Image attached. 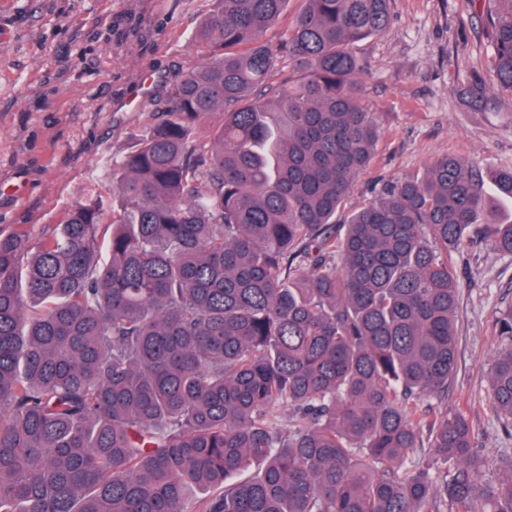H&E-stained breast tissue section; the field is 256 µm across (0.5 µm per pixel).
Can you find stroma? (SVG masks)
<instances>
[{
	"label": "stroma",
	"instance_id": "obj_1",
	"mask_svg": "<svg viewBox=\"0 0 512 512\" xmlns=\"http://www.w3.org/2000/svg\"><path fill=\"white\" fill-rule=\"evenodd\" d=\"M213 0H0V232L38 239L72 205L113 194L126 152L168 87L197 61L192 35ZM359 102L381 137L350 206L375 184L455 153L487 170L512 163V94L492 109L462 90H493L471 0H391V30L358 43ZM452 262L462 284L458 365L448 401L464 409L482 475L501 474L512 427L497 419L488 373L496 319L512 305V255L477 240Z\"/></svg>",
	"mask_w": 512,
	"mask_h": 512
}]
</instances>
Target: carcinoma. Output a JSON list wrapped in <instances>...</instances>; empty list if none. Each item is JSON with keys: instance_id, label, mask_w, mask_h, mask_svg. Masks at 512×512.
Instances as JSON below:
<instances>
[{"instance_id": "1", "label": "carcinoma", "mask_w": 512, "mask_h": 512, "mask_svg": "<svg viewBox=\"0 0 512 512\" xmlns=\"http://www.w3.org/2000/svg\"><path fill=\"white\" fill-rule=\"evenodd\" d=\"M303 2L269 38L288 0H216L197 63L112 158V213L0 233V512H187L193 488L217 491L198 512H512V467L483 484L466 412L428 414L483 168L446 154L346 211L380 139L354 46L391 0ZM476 7L512 92V0ZM492 178L512 200V165ZM485 234L512 254V222ZM497 333L512 425V307Z\"/></svg>"}]
</instances>
